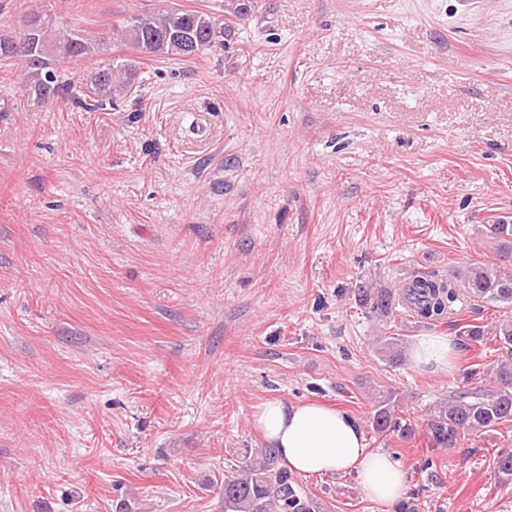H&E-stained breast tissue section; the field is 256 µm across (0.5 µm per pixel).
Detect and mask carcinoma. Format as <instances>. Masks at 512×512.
Segmentation results:
<instances>
[{
    "label": "carcinoma",
    "instance_id": "cac0c4a2",
    "mask_svg": "<svg viewBox=\"0 0 512 512\" xmlns=\"http://www.w3.org/2000/svg\"><path fill=\"white\" fill-rule=\"evenodd\" d=\"M31 30L16 36L0 35V64L21 65L29 96L38 103L62 99L85 112L113 105L115 95L131 86L136 65L128 58L112 59L108 42L120 39L148 54L183 58L198 55L231 35V27L204 11L171 8L136 14L106 38L74 29H57L36 13L24 17ZM95 54L98 64L87 69L82 92L75 91L76 80L60 67L62 63L81 64ZM493 240L496 261L467 263L448 277L433 271L417 272L400 289L358 288L361 306L378 317L388 316L401 307L423 323L444 320L458 305L478 308L492 305L503 310L502 318L487 327L466 324L458 335L483 345L488 340L505 350L490 373V379L475 380L477 372L465 369L460 385L448 398L429 408L425 429L431 448L451 449L466 436L480 437L505 422H512V219L501 218L485 225ZM377 351L392 364L405 354L399 337L385 336L377 341ZM393 394L374 401L370 426L379 437L395 435L406 440L413 434L411 421L394 415ZM496 478L512 482V450L493 451ZM320 504L286 470L277 466L275 450L270 448L258 462L249 461L224 475V512H320Z\"/></svg>",
    "mask_w": 512,
    "mask_h": 512
}]
</instances>
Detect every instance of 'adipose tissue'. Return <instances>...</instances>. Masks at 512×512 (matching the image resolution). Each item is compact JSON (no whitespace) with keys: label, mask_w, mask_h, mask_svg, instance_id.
Instances as JSON below:
<instances>
[{"label":"adipose tissue","mask_w":512,"mask_h":512,"mask_svg":"<svg viewBox=\"0 0 512 512\" xmlns=\"http://www.w3.org/2000/svg\"><path fill=\"white\" fill-rule=\"evenodd\" d=\"M250 422L289 471L355 475L364 493L382 504L406 492L400 463L384 449L367 447L359 424L336 408L273 398L254 409Z\"/></svg>","instance_id":"obj_1"}]
</instances>
